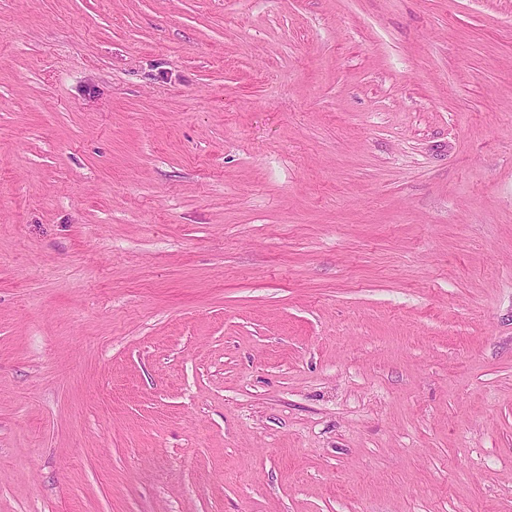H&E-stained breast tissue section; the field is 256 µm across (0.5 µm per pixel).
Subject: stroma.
Instances as JSON below:
<instances>
[{
	"label": "stroma",
	"mask_w": 512,
	"mask_h": 512,
	"mask_svg": "<svg viewBox=\"0 0 512 512\" xmlns=\"http://www.w3.org/2000/svg\"><path fill=\"white\" fill-rule=\"evenodd\" d=\"M0 512H512V0H0Z\"/></svg>",
	"instance_id": "1"
}]
</instances>
